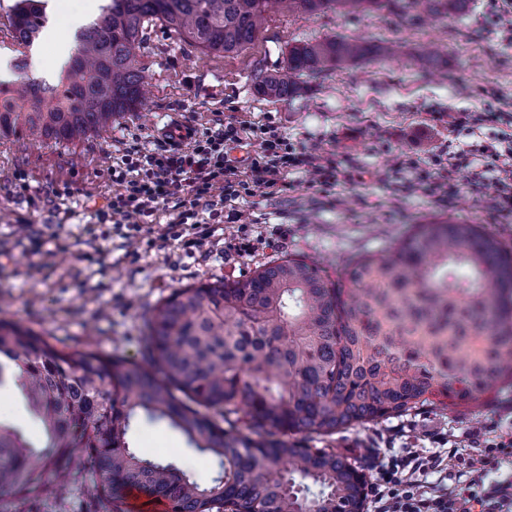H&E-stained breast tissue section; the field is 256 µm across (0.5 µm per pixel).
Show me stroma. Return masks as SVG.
<instances>
[{
	"mask_svg": "<svg viewBox=\"0 0 512 512\" xmlns=\"http://www.w3.org/2000/svg\"><path fill=\"white\" fill-rule=\"evenodd\" d=\"M487 10V0H475L463 16L420 25L385 10L274 15L253 45L231 56L201 53L161 24H149L142 57L149 84L144 109L74 144L0 140V318L44 333L60 348L89 347L138 361L146 317L174 290L248 276L282 257L341 273L353 256L397 242L413 225L448 217L482 225L512 250V216L496 215L494 182L471 193L470 172L460 170L459 192L442 201L394 192L389 182L397 156L424 161L466 145V137L449 129V113L479 110L489 92L512 113V34L486 26ZM332 36L390 43L396 54L385 63L303 74L286 100L256 93L258 74L285 73L292 46ZM424 44L442 52L439 70L415 62ZM220 112L252 123L273 119L292 141L361 171L364 179L338 184L331 198L310 188L308 175L298 171L289 174L286 192L255 189L236 208L262 241L252 253L230 259L224 241L235 231L231 224L219 225L203 257L187 255L174 241L150 248L108 237L97 213L116 191L110 172L127 133L140 134L142 145L154 148L162 143L155 129L170 114L200 129ZM94 223L98 234H87ZM279 224L294 230L284 248L274 243ZM511 400L512 388L504 386L475 404L425 405L330 438L314 435L306 443L357 460L371 480L376 465L390 457L441 452L434 436L454 441L476 421H498ZM128 441L141 458L179 461L201 484L218 475L214 458H202L182 433L144 414L132 419ZM90 482L88 474H78L61 498L21 503L0 496V512H104L86 491Z\"/></svg>",
	"mask_w": 512,
	"mask_h": 512,
	"instance_id": "stroma-1",
	"label": "stroma"
}]
</instances>
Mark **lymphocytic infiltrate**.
Wrapping results in <instances>:
<instances>
[{
    "mask_svg": "<svg viewBox=\"0 0 512 512\" xmlns=\"http://www.w3.org/2000/svg\"><path fill=\"white\" fill-rule=\"evenodd\" d=\"M449 125L454 132H471L483 125L499 126V133L480 143L435 158L431 165L414 166L407 190L439 199L456 193V170L472 171L471 191H479L487 178L498 186L496 208L512 214V113L500 110L454 112ZM247 138L257 143L258 153L245 168L228 157L230 143ZM481 170H474V163ZM309 173V184L327 194L340 181H354L352 172L291 143L275 122L261 125L227 121L191 130L188 148L163 146L148 149L132 142L112 168L113 194L100 220L111 223L121 238L141 236L145 225L162 211L172 212L165 236L183 240L186 249L200 252L208 244L211 227L223 222L236 225L228 247L235 253L255 249L254 227L238 221L237 213L225 212L228 201L250 195L254 187L279 194L289 188L290 171ZM462 441L470 452L463 458L461 477L454 484L426 482L428 473L439 471L441 455H410L388 463L379 471L371 492L376 512H512V473L500 479L491 474L512 463V432L495 431L490 425L468 428Z\"/></svg>",
    "mask_w": 512,
    "mask_h": 512,
    "instance_id": "f902f5d3",
    "label": "lymphocytic infiltrate"
}]
</instances>
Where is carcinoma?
<instances>
[{
	"instance_id": "cac0c4a2",
	"label": "carcinoma",
	"mask_w": 512,
	"mask_h": 512,
	"mask_svg": "<svg viewBox=\"0 0 512 512\" xmlns=\"http://www.w3.org/2000/svg\"><path fill=\"white\" fill-rule=\"evenodd\" d=\"M471 2L111 0L77 32L57 82L30 76L26 58L14 62L15 82L0 89V139L74 143L137 111L140 47L153 22L203 52L231 55L254 43L270 14L386 8L448 18ZM10 21L30 47L47 16L40 0H16ZM391 54L386 43L327 37L292 47L288 71ZM255 89L283 100L296 84L268 74ZM459 267L469 270L463 282L452 280ZM344 277L347 288L313 263L285 258L248 277L180 288L145 320L142 362L60 350L0 319V386L10 366L20 369L25 409L46 436L34 448L0 424V495L61 497L87 473L111 512H125L133 490L167 512H363L361 467L284 435L331 437L512 385V252L477 224L432 221L352 258ZM212 410L228 428L212 421ZM140 411L218 459L220 475L202 485L172 461L138 457L127 435Z\"/></svg>"
}]
</instances>
